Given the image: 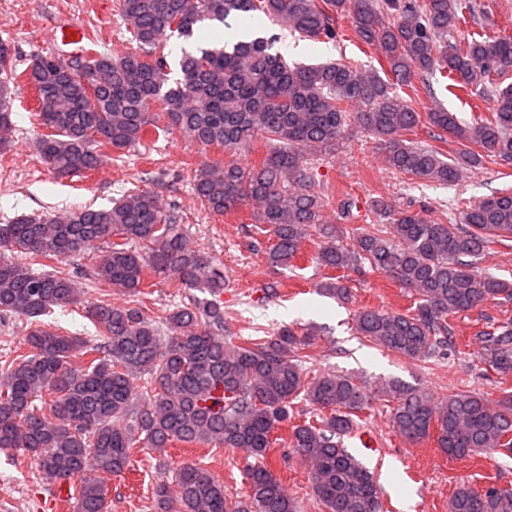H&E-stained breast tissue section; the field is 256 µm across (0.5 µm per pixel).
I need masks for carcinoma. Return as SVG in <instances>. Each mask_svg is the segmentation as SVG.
<instances>
[{
  "mask_svg": "<svg viewBox=\"0 0 512 512\" xmlns=\"http://www.w3.org/2000/svg\"><path fill=\"white\" fill-rule=\"evenodd\" d=\"M130 41L145 50L94 51L76 59L31 56L23 69L0 42V148L15 135L11 85L20 79L37 100L42 159L61 175L96 170L107 150L143 146L161 131L157 105L171 128L201 146L248 152L267 146L259 164H202L190 179L195 196L222 215L251 203L273 236L267 262L286 266L303 240L323 239L316 260L338 272L324 290L346 299L340 271H382L416 296L405 313L363 308L357 334L371 345L419 362H439L458 348L450 319L489 302L512 303V281L481 273L473 261L512 241V192L475 202L450 224L377 197L382 224L347 228L322 223L325 194L314 158L336 150L348 128L374 138L391 171L448 186L485 159L512 164V37H459L476 4L462 0H120ZM264 16L303 38L334 41L336 19L376 47L386 68L345 62L290 63L274 39L227 40L182 52L171 76L167 37L189 40L203 25ZM406 88L436 74L463 90L481 88L493 112L460 123L442 107L421 116L382 77ZM435 144L410 139L419 129ZM455 143L450 156L439 144ZM95 255L96 278L131 296L115 306L81 298L70 274L45 272L48 261ZM172 274L208 299L192 298L160 321L143 300L148 274ZM224 266L190 246L174 208L139 188L109 208L21 215L0 222V317L24 318L23 347L0 365V451L33 460L49 486L80 480L75 512H109L100 474L120 476L136 448L167 453L173 443L237 448L258 463L246 469L249 493L230 495L206 468L171 467L172 481L153 489L154 512H300L265 461L274 432L305 402L316 422L292 426L290 447L308 467L324 512H384L374 473L344 445L360 414L380 404L411 442L434 438L455 458L512 451V318L477 339L499 376L489 392L438 395L389 380L371 386L333 371L309 377L312 333L285 327L273 336L224 337ZM83 307L95 335L61 334L46 319ZM449 512H512V488L461 483Z\"/></svg>",
  "mask_w": 512,
  "mask_h": 512,
  "instance_id": "cac0c4a2",
  "label": "carcinoma"
}]
</instances>
